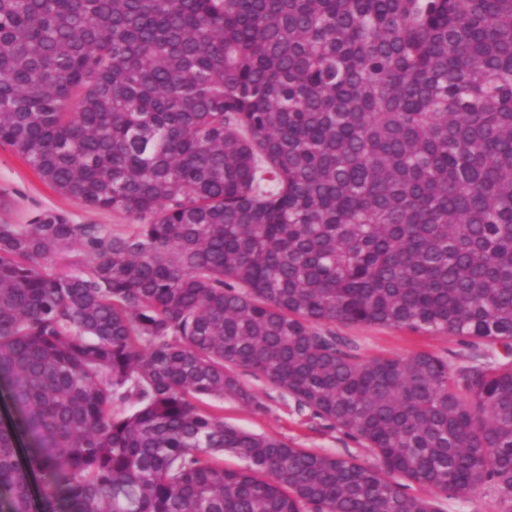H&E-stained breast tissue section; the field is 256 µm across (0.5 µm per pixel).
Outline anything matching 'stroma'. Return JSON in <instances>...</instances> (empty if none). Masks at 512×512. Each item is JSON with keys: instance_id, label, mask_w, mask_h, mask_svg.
I'll return each instance as SVG.
<instances>
[{"instance_id": "stroma-1", "label": "stroma", "mask_w": 512, "mask_h": 512, "mask_svg": "<svg viewBox=\"0 0 512 512\" xmlns=\"http://www.w3.org/2000/svg\"><path fill=\"white\" fill-rule=\"evenodd\" d=\"M0 196L7 202L0 209V221L28 223L45 210L64 211L79 224H105L124 233L134 224L133 217L107 210L84 208L43 182L16 153L0 145ZM329 331L343 339L351 352L362 360L380 356H409L425 352L443 357L452 367L484 361L486 350L472 346L469 339L443 333L410 332L386 326L329 324ZM245 383L256 394L259 408L232 399L221 404L225 423L260 435L274 436L319 453L336 454L362 465H372L376 457L361 441L314 418L299 409L295 401L266 379L245 375ZM441 512H512V498L501 495L490 485L462 496L440 500Z\"/></svg>"}]
</instances>
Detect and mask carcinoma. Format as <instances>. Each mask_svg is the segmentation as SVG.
Here are the masks:
<instances>
[{"label":"carcinoma","instance_id":"carcinoma-1","mask_svg":"<svg viewBox=\"0 0 512 512\" xmlns=\"http://www.w3.org/2000/svg\"><path fill=\"white\" fill-rule=\"evenodd\" d=\"M0 144L140 220L0 224L7 512L512 496V363L316 330L512 346V0H0ZM244 373L378 464L224 424ZM343 339L360 360L380 356H409L425 352L443 357L453 367L486 361V348L475 347L461 336L443 333L410 332L394 327L348 325L337 322L321 326Z\"/></svg>","mask_w":512,"mask_h":512}]
</instances>
